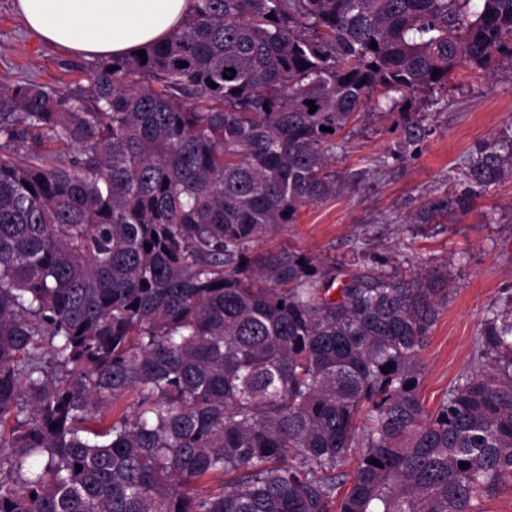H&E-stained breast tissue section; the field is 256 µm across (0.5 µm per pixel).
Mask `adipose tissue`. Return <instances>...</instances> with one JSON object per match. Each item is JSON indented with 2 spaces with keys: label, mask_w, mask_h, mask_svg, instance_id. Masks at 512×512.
<instances>
[{
  "label": "adipose tissue",
  "mask_w": 512,
  "mask_h": 512,
  "mask_svg": "<svg viewBox=\"0 0 512 512\" xmlns=\"http://www.w3.org/2000/svg\"><path fill=\"white\" fill-rule=\"evenodd\" d=\"M28 30L88 59L126 56L169 37L190 0H16Z\"/></svg>",
  "instance_id": "obj_1"
}]
</instances>
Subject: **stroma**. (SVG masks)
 Here are the masks:
<instances>
[{"instance_id": "35a3bbf8", "label": "stroma", "mask_w": 512, "mask_h": 512, "mask_svg": "<svg viewBox=\"0 0 512 512\" xmlns=\"http://www.w3.org/2000/svg\"><path fill=\"white\" fill-rule=\"evenodd\" d=\"M93 65L30 33L14 0H0V84L31 80L66 90ZM410 108L428 116L433 133L414 156L392 159L397 134L388 113L347 128L333 168L361 181L327 202L301 210L297 223L269 237L270 247H293L359 267L391 253L404 277L447 266L448 302L419 353L421 394L434 408L479 353L488 310L512 293V180L491 187L463 215L439 224L411 218L428 199L456 193L460 167L479 144L512 136V64L490 72L464 68L445 89L413 94Z\"/></svg>"}]
</instances>
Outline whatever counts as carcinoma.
<instances>
[{
    "label": "carcinoma",
    "mask_w": 512,
    "mask_h": 512,
    "mask_svg": "<svg viewBox=\"0 0 512 512\" xmlns=\"http://www.w3.org/2000/svg\"><path fill=\"white\" fill-rule=\"evenodd\" d=\"M504 57L512 0H191L69 90L0 85V512H478L512 483V295L428 410L448 271L263 246L346 189L370 106ZM399 118L404 158L431 128ZM508 177L487 141L412 223Z\"/></svg>",
    "instance_id": "carcinoma-1"
}]
</instances>
